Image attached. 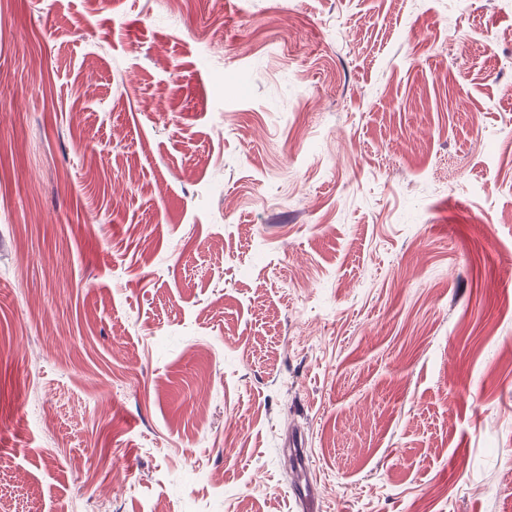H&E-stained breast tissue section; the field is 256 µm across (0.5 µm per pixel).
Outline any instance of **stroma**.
Wrapping results in <instances>:
<instances>
[{
    "label": "stroma",
    "mask_w": 512,
    "mask_h": 512,
    "mask_svg": "<svg viewBox=\"0 0 512 512\" xmlns=\"http://www.w3.org/2000/svg\"><path fill=\"white\" fill-rule=\"evenodd\" d=\"M301 478L512 512V0H0V500Z\"/></svg>",
    "instance_id": "stroma-1"
}]
</instances>
